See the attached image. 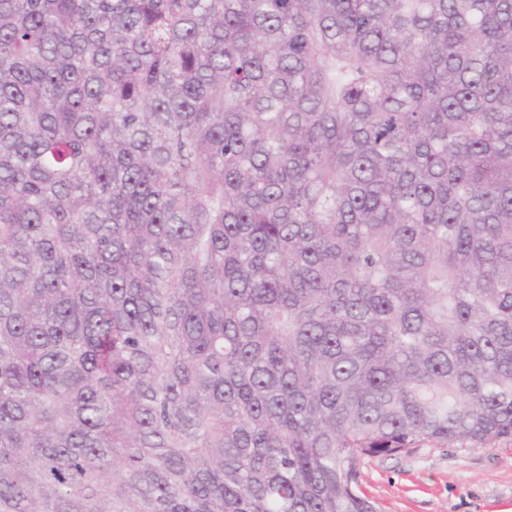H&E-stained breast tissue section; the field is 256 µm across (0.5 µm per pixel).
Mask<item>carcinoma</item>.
<instances>
[{"mask_svg": "<svg viewBox=\"0 0 512 512\" xmlns=\"http://www.w3.org/2000/svg\"><path fill=\"white\" fill-rule=\"evenodd\" d=\"M503 440L512 0H0V512Z\"/></svg>", "mask_w": 512, "mask_h": 512, "instance_id": "obj_1", "label": "carcinoma"}]
</instances>
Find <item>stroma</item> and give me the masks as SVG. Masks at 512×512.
Returning a JSON list of instances; mask_svg holds the SVG:
<instances>
[{
	"instance_id": "1",
	"label": "stroma",
	"mask_w": 512,
	"mask_h": 512,
	"mask_svg": "<svg viewBox=\"0 0 512 512\" xmlns=\"http://www.w3.org/2000/svg\"><path fill=\"white\" fill-rule=\"evenodd\" d=\"M359 488L378 512H512V444L367 457Z\"/></svg>"
}]
</instances>
